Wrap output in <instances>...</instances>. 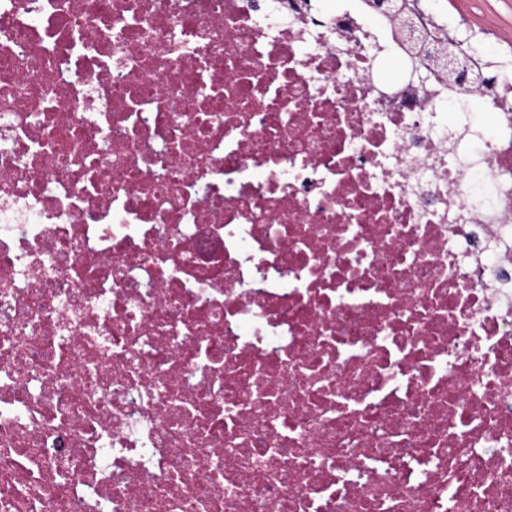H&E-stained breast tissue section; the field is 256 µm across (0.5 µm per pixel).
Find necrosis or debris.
Listing matches in <instances>:
<instances>
[{
  "label": "necrosis or debris",
  "mask_w": 512,
  "mask_h": 512,
  "mask_svg": "<svg viewBox=\"0 0 512 512\" xmlns=\"http://www.w3.org/2000/svg\"><path fill=\"white\" fill-rule=\"evenodd\" d=\"M447 36L0 0V512H512V87L473 172L374 65Z\"/></svg>",
  "instance_id": "necrosis-or-debris-1"
}]
</instances>
